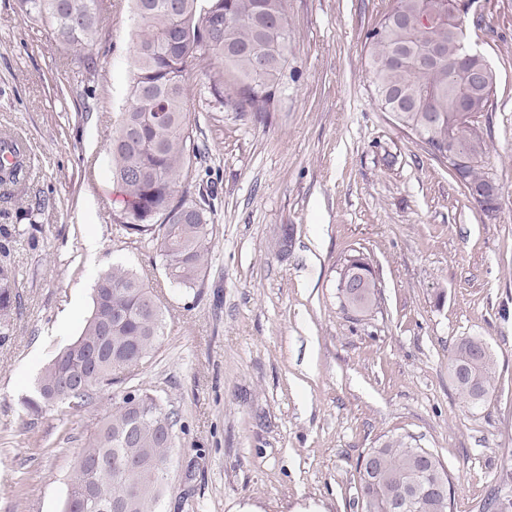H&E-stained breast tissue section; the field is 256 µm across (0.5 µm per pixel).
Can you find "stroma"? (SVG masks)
<instances>
[{"label":"stroma","mask_w":512,"mask_h":512,"mask_svg":"<svg viewBox=\"0 0 512 512\" xmlns=\"http://www.w3.org/2000/svg\"><path fill=\"white\" fill-rule=\"evenodd\" d=\"M100 3L87 73L19 0H0V133L32 159L24 194L0 197L20 296L0 345V512H63L78 453L112 411L108 391L78 416L23 401L115 263L165 305L158 352L126 381L179 415L160 512H361L356 463L385 435L439 458L454 512L512 500V0H472L468 13L470 43L497 77L482 119L500 187L490 218L376 100L366 32L387 0H288V70L265 119L215 99L212 65L192 70L196 181L217 194L212 258L188 290L115 224L112 128L129 104L136 28L133 0ZM35 198L45 207L30 208ZM358 253L380 287L365 314L337 297ZM465 336L497 361L479 408L448 372Z\"/></svg>","instance_id":"obj_1"}]
</instances>
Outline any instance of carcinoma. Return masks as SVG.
I'll use <instances>...</instances> for the list:
<instances>
[{"label": "carcinoma", "instance_id": "obj_1", "mask_svg": "<svg viewBox=\"0 0 512 512\" xmlns=\"http://www.w3.org/2000/svg\"><path fill=\"white\" fill-rule=\"evenodd\" d=\"M138 40L130 85L131 104L112 132V178L124 196L116 213L119 229L156 243L168 282L191 288L207 271L213 247L212 190L197 198L176 187L190 178L199 147L189 121L192 102L185 86L189 70L205 56L224 62L235 78V101L266 112L273 88L288 65L286 0H134ZM96 0H20L25 17L40 20L62 44L77 51L97 34ZM429 14L438 22L408 30L392 15ZM445 0H389L367 33L368 67L377 100L419 141L458 150L469 161L461 185L478 193L484 212L498 209L497 187L487 171L489 145L465 112L488 111L496 75L472 85L449 83L458 69L485 68V58H464L467 26L448 25ZM386 39H378L380 31ZM279 43V51L256 69L251 47ZM31 167L25 145L0 134V185L25 192ZM16 269L0 260V340L9 336L20 304ZM343 309L366 313L378 284L360 256L347 260L337 284ZM165 319L157 296L121 264L100 274L92 311L80 335L42 368L25 406L40 412L55 405L77 415L94 395L124 380L157 352ZM448 370L462 401L477 408L496 390L493 354L476 336L459 339ZM177 412L147 389L136 388L113 402L112 414L89 438L70 478L64 512H157L164 496L167 462L174 445ZM140 466L126 470L125 462ZM366 512H394L416 483L431 486L447 476L437 456L411 436L391 435L356 464ZM409 512H454V494H431Z\"/></svg>", "mask_w": 512, "mask_h": 512}]
</instances>
